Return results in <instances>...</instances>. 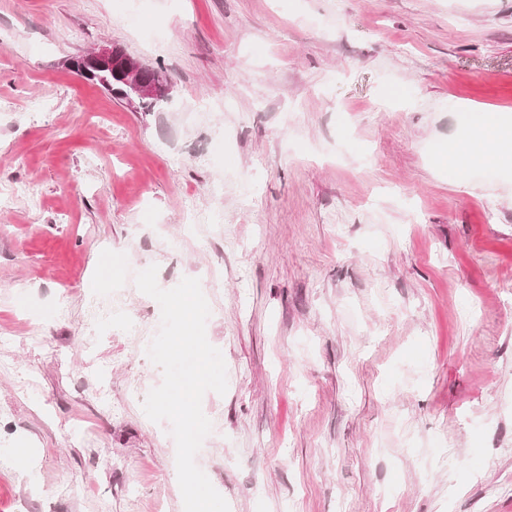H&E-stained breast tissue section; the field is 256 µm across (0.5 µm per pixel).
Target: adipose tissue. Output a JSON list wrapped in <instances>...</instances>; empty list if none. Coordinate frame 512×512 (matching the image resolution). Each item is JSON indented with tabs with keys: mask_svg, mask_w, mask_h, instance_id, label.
Listing matches in <instances>:
<instances>
[{
	"mask_svg": "<svg viewBox=\"0 0 512 512\" xmlns=\"http://www.w3.org/2000/svg\"><path fill=\"white\" fill-rule=\"evenodd\" d=\"M469 120L477 135L469 143L449 148V160L495 164L512 155L511 124L484 112L471 113Z\"/></svg>",
	"mask_w": 512,
	"mask_h": 512,
	"instance_id": "1",
	"label": "adipose tissue"
}]
</instances>
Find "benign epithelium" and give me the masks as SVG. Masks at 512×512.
<instances>
[{
    "label": "benign epithelium",
    "instance_id": "1",
    "mask_svg": "<svg viewBox=\"0 0 512 512\" xmlns=\"http://www.w3.org/2000/svg\"><path fill=\"white\" fill-rule=\"evenodd\" d=\"M80 71L93 77L101 71H112L130 93L125 101L138 108L143 100L170 93L164 75L112 45H99L79 59Z\"/></svg>",
    "mask_w": 512,
    "mask_h": 512
}]
</instances>
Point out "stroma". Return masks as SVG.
Wrapping results in <instances>:
<instances>
[{"label": "stroma", "mask_w": 512, "mask_h": 512, "mask_svg": "<svg viewBox=\"0 0 512 512\" xmlns=\"http://www.w3.org/2000/svg\"><path fill=\"white\" fill-rule=\"evenodd\" d=\"M501 109L512 0H0V512H183L152 265L209 303L230 512H512V159L443 155ZM78 66L88 77H94L97 72L114 70L119 81L130 90L125 101L135 108H140L145 99L160 94L169 96L170 93V85H167L161 72L144 65L124 51L119 52V48L112 45L93 48L79 59ZM164 95L148 100L142 107V112H150L167 103L169 98Z\"/></svg>", "instance_id": "35a3bbf8"}]
</instances>
